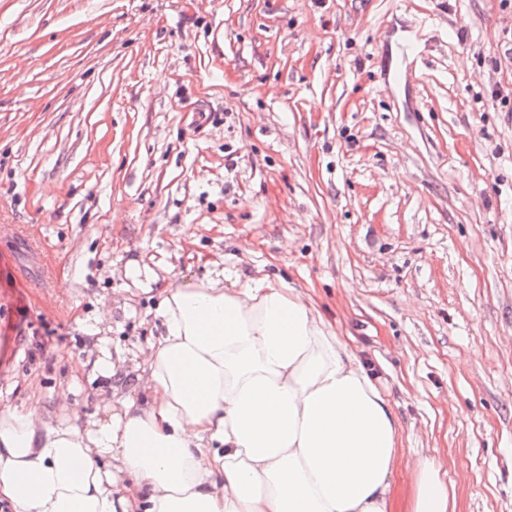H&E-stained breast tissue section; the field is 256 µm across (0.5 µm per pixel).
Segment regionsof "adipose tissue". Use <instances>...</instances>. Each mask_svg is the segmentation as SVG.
<instances>
[{"mask_svg": "<svg viewBox=\"0 0 512 512\" xmlns=\"http://www.w3.org/2000/svg\"><path fill=\"white\" fill-rule=\"evenodd\" d=\"M144 405L86 422L0 411L13 512H448L431 448L399 505L400 426L297 289L219 278L161 291Z\"/></svg>", "mask_w": 512, "mask_h": 512, "instance_id": "adipose-tissue-1", "label": "adipose tissue"}]
</instances>
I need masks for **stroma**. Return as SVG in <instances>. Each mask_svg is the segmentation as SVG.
Returning a JSON list of instances; mask_svg holds the SVG:
<instances>
[{
  "label": "stroma",
  "mask_w": 512,
  "mask_h": 512,
  "mask_svg": "<svg viewBox=\"0 0 512 512\" xmlns=\"http://www.w3.org/2000/svg\"><path fill=\"white\" fill-rule=\"evenodd\" d=\"M510 26L512 0H0V410L144 402L162 288L281 275L408 464L447 457L454 512H512Z\"/></svg>",
  "instance_id": "35a3bbf8"
}]
</instances>
